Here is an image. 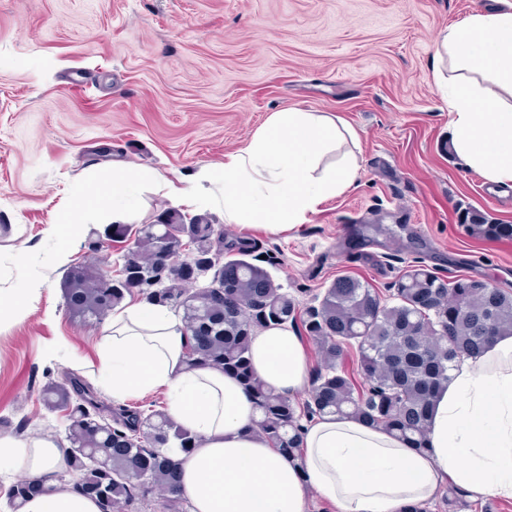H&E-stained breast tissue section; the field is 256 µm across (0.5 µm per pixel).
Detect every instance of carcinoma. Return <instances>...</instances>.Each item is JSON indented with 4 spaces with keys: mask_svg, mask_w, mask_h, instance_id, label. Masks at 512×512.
I'll return each instance as SVG.
<instances>
[{
    "mask_svg": "<svg viewBox=\"0 0 512 512\" xmlns=\"http://www.w3.org/2000/svg\"><path fill=\"white\" fill-rule=\"evenodd\" d=\"M164 223L144 224L136 251L125 263L138 271L135 284L150 301L181 312L188 336L187 368H221L236 374L251 390L259 418L256 429L271 447L301 456L303 419L355 417L412 445L426 447L432 404L448 384L450 371L464 356L485 352L497 337L512 335V291L487 288L469 275L447 280L424 265H411L382 301L369 282L338 276L316 304L300 306L269 272L250 261L253 249L224 243L206 215L188 224L174 210ZM465 233L476 239L512 240V224H498L477 210L467 213ZM190 232L205 252H225L237 278L217 291L189 294L172 279L153 287L160 267L154 259L165 243ZM106 260L71 267L63 280L69 314L84 323L99 321L119 307L132 289L107 287ZM492 319L495 335H484ZM300 324L317 348L309 399L300 403L255 379L250 371V339L259 329ZM357 347L356 385L345 370L349 350ZM43 404L68 413L69 447L61 449V477L72 490L95 500L101 512H132L154 489L167 494L169 512H186L181 472L175 459L197 447L196 435L175 424L164 410L146 415L99 401L93 388L66 377L42 389ZM30 477L10 486L8 499L25 504Z\"/></svg>",
    "mask_w": 512,
    "mask_h": 512,
    "instance_id": "cac0c4a2",
    "label": "carcinoma"
}]
</instances>
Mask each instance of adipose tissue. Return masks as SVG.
<instances>
[{"mask_svg": "<svg viewBox=\"0 0 512 512\" xmlns=\"http://www.w3.org/2000/svg\"><path fill=\"white\" fill-rule=\"evenodd\" d=\"M432 69L453 114L456 154L487 181L512 185V11L476 13L446 29ZM354 136L338 116L274 113L222 166L201 169L183 194L223 198L229 224L294 230L321 200L357 180L355 154L321 164ZM135 205L136 179L118 168L110 195L78 199L75 210H108L122 221ZM185 344L181 316L168 307L142 300L115 310L101 342V381L118 397L167 388L169 417L200 440L178 457L190 512H309L314 496L337 512H399L449 484L474 500L512 499V336L460 359L434 401L425 449L354 418L324 417L305 424L297 459L255 433L256 404L237 376L186 368ZM250 366L286 396L311 382L304 340L288 327L255 332ZM61 459L53 440L0 435V470H26L44 486L21 512H99L94 500L60 484Z\"/></svg>", "mask_w": 512, "mask_h": 512, "instance_id": "adipose-tissue-1", "label": "adipose tissue"}]
</instances>
